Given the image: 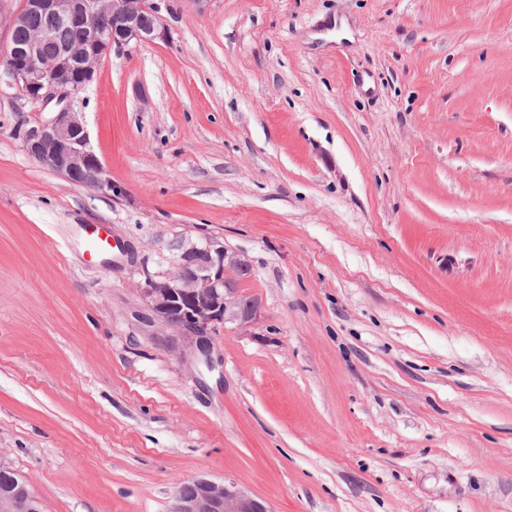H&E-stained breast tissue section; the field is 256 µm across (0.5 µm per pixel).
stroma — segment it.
Returning a JSON list of instances; mask_svg holds the SVG:
<instances>
[{"instance_id": "stroma-1", "label": "stroma", "mask_w": 512, "mask_h": 512, "mask_svg": "<svg viewBox=\"0 0 512 512\" xmlns=\"http://www.w3.org/2000/svg\"><path fill=\"white\" fill-rule=\"evenodd\" d=\"M82 93L118 191L25 151L0 79V460L44 512H512V0H163ZM109 225L117 261L85 256ZM212 235L260 319L212 366L146 277ZM80 243L84 253L91 256H110L114 248L112 236L105 224H86L83 226ZM190 482L198 488L197 497L183 498L176 492L171 512H270L259 499L235 483L206 478ZM190 482L179 487V491L188 497L195 495V487Z\"/></svg>"}]
</instances>
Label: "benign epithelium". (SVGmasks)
Here are the masks:
<instances>
[{"instance_id":"1","label":"benign epithelium","mask_w":512,"mask_h":512,"mask_svg":"<svg viewBox=\"0 0 512 512\" xmlns=\"http://www.w3.org/2000/svg\"><path fill=\"white\" fill-rule=\"evenodd\" d=\"M105 10L112 11L115 19L107 34L95 25L97 15ZM160 11L154 0H25L23 8L11 15L14 29L27 27L29 16L37 13L49 16L57 25L77 23L84 30L81 40L47 59L42 47L53 40L54 29H34L27 44L9 47L7 59L0 63L8 85L44 107L51 103L57 107L53 117L19 132L34 161L77 186L115 190L105 166L89 146L85 122L74 103L95 81L100 62L112 49L165 37ZM147 12L152 15L149 24L143 21ZM176 248L180 255L175 272L162 280L146 278L140 294L149 321L173 329L193 355L209 365L212 338L221 328L228 323L242 327L260 316V306L240 304L238 289L219 291L226 271L245 270L249 265L213 237L187 246L180 242ZM173 306L184 308V320L178 325L167 320V310ZM192 483L198 488L197 497L175 496L171 512H269L259 499L234 483L206 478ZM31 500L30 491L15 478L9 488L0 491V512H33L28 506Z\"/></svg>"}]
</instances>
